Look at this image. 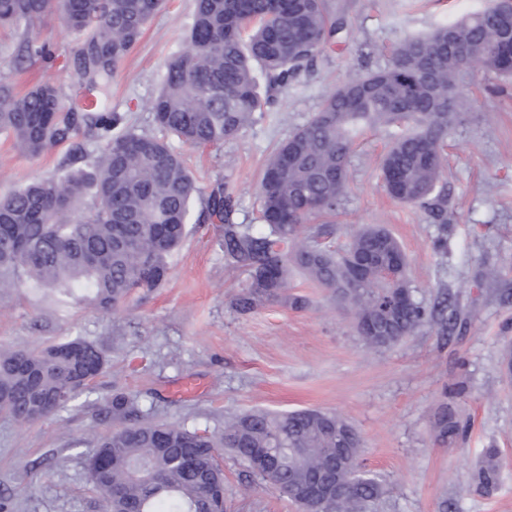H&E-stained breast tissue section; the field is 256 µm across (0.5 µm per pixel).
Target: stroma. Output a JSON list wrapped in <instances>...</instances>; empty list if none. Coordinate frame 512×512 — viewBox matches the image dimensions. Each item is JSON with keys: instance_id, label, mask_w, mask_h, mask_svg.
I'll use <instances>...</instances> for the list:
<instances>
[{"instance_id": "1", "label": "stroma", "mask_w": 512, "mask_h": 512, "mask_svg": "<svg viewBox=\"0 0 512 512\" xmlns=\"http://www.w3.org/2000/svg\"><path fill=\"white\" fill-rule=\"evenodd\" d=\"M349 19L342 43L324 51L236 140L181 153L206 195L229 184L235 221L265 231L258 189L275 144L307 123L323 98L352 71L386 67L390 51L492 0H331ZM194 0H165L120 62L97 104L78 97L83 40L59 16L29 31L51 54L18 60L19 38L0 29V80L17 94L49 82L64 107L122 115L123 124L155 132L151 102L171 57L188 51ZM469 107L448 132V221L387 194L381 161L395 129L368 132L349 159V188L329 242L340 248L367 224L385 225L409 262L413 295L434 309V322L401 342L368 348L352 314L327 290L294 274L291 294L306 305L270 303L249 315L232 306L247 282L224 257L221 224L190 222L169 259L166 284L118 308L62 302L48 289L0 294V347H42L80 337L108 365L79 396L50 417L21 424L0 414V497L10 512H101L83 454L113 428L114 393L134 398L146 418L218 433L225 414L261 408L333 411L353 424L366 470L385 492L365 512H512V383L502 368L512 346V78L468 74ZM98 141L79 133L33 159L0 135V198L59 174L75 155L96 156ZM496 279H488V269ZM467 421L465 436L442 442L433 429L441 404ZM503 461L485 490L478 469L487 449ZM225 512H299L247 467L223 456Z\"/></svg>"}]
</instances>
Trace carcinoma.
<instances>
[{
  "mask_svg": "<svg viewBox=\"0 0 512 512\" xmlns=\"http://www.w3.org/2000/svg\"><path fill=\"white\" fill-rule=\"evenodd\" d=\"M163 0H0V28L23 37L27 53L47 48L25 38L34 21L58 14L84 33L79 81L92 95L112 77ZM512 6L495 4L409 38L384 69L349 74L317 112L276 146L260 183L267 231L234 223V191L213 192L200 217L224 226V255L248 273L234 299L249 314L270 302L299 308L288 293L291 268L353 313L372 348L388 347L434 320L417 302L405 253L380 224L357 231L337 252L322 242L332 227L305 226L332 218L349 185L348 159L367 130L403 129L383 160V180L395 200L448 223L444 151L448 129L461 112L463 73L512 75V40L503 24ZM348 20L329 0H195L190 49L172 57L152 103L154 123L189 146L222 145L238 138L257 112L336 43ZM476 50L460 63L445 51L448 39ZM116 112H64L58 90L44 84L19 97L0 81V133L30 158L42 156L83 123L102 142L86 169L63 170L0 199V291L34 283L68 301L116 308L132 293L166 281L167 259L182 243L199 194L181 156L162 138L126 129ZM104 353L74 338L38 352L0 350V412L21 423L39 421L81 393L105 368ZM127 396L112 397L120 427L100 438L85 458L104 512H218L224 497L221 449L302 512H363L381 494L361 470L360 438L334 412L306 409L274 414L252 410L224 419L209 435L177 423H142ZM437 435L453 441L464 431L446 411L434 420ZM497 454L482 471L493 485ZM335 472L345 491L318 497L317 477Z\"/></svg>",
  "mask_w": 512,
  "mask_h": 512,
  "instance_id": "cac0c4a2",
  "label": "carcinoma"
}]
</instances>
